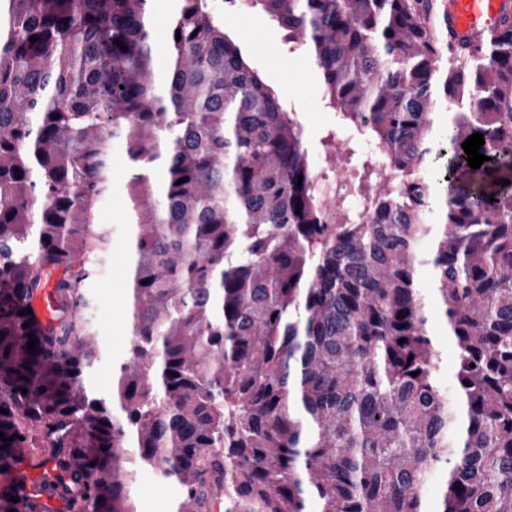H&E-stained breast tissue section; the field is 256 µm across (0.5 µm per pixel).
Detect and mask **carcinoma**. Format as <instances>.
I'll return each mask as SVG.
<instances>
[{
  "mask_svg": "<svg viewBox=\"0 0 512 512\" xmlns=\"http://www.w3.org/2000/svg\"><path fill=\"white\" fill-rule=\"evenodd\" d=\"M151 2L0 0V471L32 449L70 476L68 512H137L144 471L178 486L176 512H204L206 475L224 512H512V15L452 49L431 0H252L388 153L360 160L364 223L320 199L300 123L206 0H178L157 77ZM443 109L441 197L424 171ZM117 143L130 341L100 393L78 308L112 248ZM59 269L36 326L25 300ZM432 334L435 336L438 349L441 352L442 364L444 366L442 373L443 383L448 387V381L451 378L455 361V348L453 343L448 340L446 326L436 306L433 307Z\"/></svg>",
  "mask_w": 512,
  "mask_h": 512,
  "instance_id": "cac0c4a2",
  "label": "carcinoma"
}]
</instances>
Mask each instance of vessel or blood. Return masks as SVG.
I'll list each match as a JSON object with an SVG mask.
<instances>
[{
  "label": "vessel or blood",
  "mask_w": 512,
  "mask_h": 512,
  "mask_svg": "<svg viewBox=\"0 0 512 512\" xmlns=\"http://www.w3.org/2000/svg\"><path fill=\"white\" fill-rule=\"evenodd\" d=\"M510 10L512 0H443L441 10L430 11L429 19L444 27L449 42L458 46L486 37ZM26 494L42 512H66L71 489L67 478L48 466L37 470Z\"/></svg>",
  "instance_id": "vessel-or-blood-1"
}]
</instances>
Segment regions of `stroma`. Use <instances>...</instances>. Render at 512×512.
Segmentation results:
<instances>
[{"label":"stroma","mask_w":512,"mask_h":512,"mask_svg":"<svg viewBox=\"0 0 512 512\" xmlns=\"http://www.w3.org/2000/svg\"><path fill=\"white\" fill-rule=\"evenodd\" d=\"M221 24L258 33L257 41L246 46L252 66L278 92L280 98L303 118V144L313 165H356L360 145L346 141L337 157L326 156L319 144L328 115L323 107L320 74L311 58L302 51H292L286 32L268 20L259 9L231 14L224 10V0H210ZM114 189L100 207L99 223L112 230V250L105 258L96 280L88 288L90 306L87 315L97 334L103 356L91 372L92 384L107 389L112 379V364L125 357L129 345L126 311V271L128 254L125 248L127 210L123 185L128 171L122 148L113 155ZM133 496L137 512H175L178 491L170 482L145 473L138 477Z\"/></svg>","instance_id":"1"}]
</instances>
